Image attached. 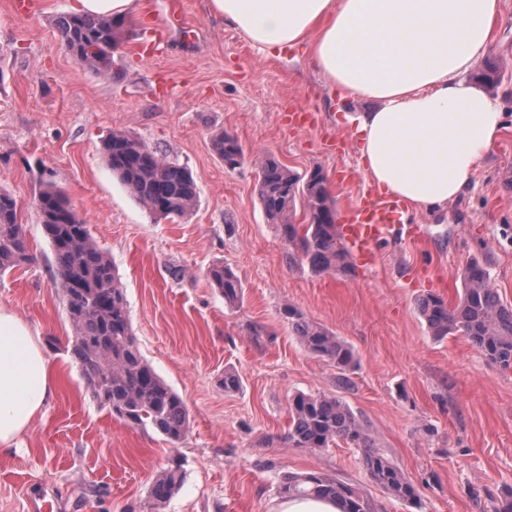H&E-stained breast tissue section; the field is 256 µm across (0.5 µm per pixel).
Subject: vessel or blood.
Returning <instances> with one entry per match:
<instances>
[{
    "label": "vessel or blood",
    "mask_w": 512,
    "mask_h": 512,
    "mask_svg": "<svg viewBox=\"0 0 512 512\" xmlns=\"http://www.w3.org/2000/svg\"><path fill=\"white\" fill-rule=\"evenodd\" d=\"M399 209L397 200L368 193L352 207L345 223L338 225L339 237L360 265H370L377 245L399 232Z\"/></svg>",
    "instance_id": "obj_1"
}]
</instances>
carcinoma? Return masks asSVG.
I'll list each match as a JSON object with an SVG mask.
<instances>
[{"label": "carcinoma", "mask_w": 512, "mask_h": 512, "mask_svg": "<svg viewBox=\"0 0 512 512\" xmlns=\"http://www.w3.org/2000/svg\"><path fill=\"white\" fill-rule=\"evenodd\" d=\"M123 24L122 19L77 13L62 14L55 22L65 49L98 76L112 74ZM212 148L228 165L241 153L237 140L222 131L213 137ZM103 152L112 172L150 213L177 223L194 210L197 185L187 167L122 130L105 138ZM258 196L267 223L277 225L288 242L289 262L305 264L319 276L350 272L347 250L336 235V211L321 169L298 174L280 161L266 158L259 166ZM35 205L55 257L59 287L74 330L72 355L93 397L128 425L150 426L171 443L184 439L189 432L187 407L141 354L125 293L108 254L94 240L62 188L46 186L35 198ZM298 207L303 208L302 224L293 222ZM20 209L16 197L0 188V275L31 259L19 223ZM208 276L227 305L234 307L242 301L243 288L231 268L215 265ZM460 280L462 294L456 305L439 296L421 301L419 312L432 336L443 339L460 334L489 364L512 369V306L500 300L485 264L470 262L462 269ZM283 315L305 350L336 368L340 387H350L348 372L355 366L352 348L291 305L284 306ZM338 441L363 450V464L370 478L389 495L421 508L415 485L376 449L368 427L341 397L295 394L289 402L284 444L327 448ZM183 479L180 463L159 471L148 490L146 512H164ZM277 490L287 499H332L341 505V512H374L370 499L358 486L322 472L285 475Z\"/></svg>", "instance_id": "carcinoma-1"}]
</instances>
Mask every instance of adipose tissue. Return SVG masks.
I'll return each mask as SVG.
<instances>
[{
	"instance_id": "ef3b65f1",
	"label": "adipose tissue",
	"mask_w": 512,
	"mask_h": 512,
	"mask_svg": "<svg viewBox=\"0 0 512 512\" xmlns=\"http://www.w3.org/2000/svg\"><path fill=\"white\" fill-rule=\"evenodd\" d=\"M263 49L307 45L326 84L370 103L352 117L371 180L416 211L456 201L504 128L501 103L467 78L487 52L500 0H210ZM37 335L0 307V450L53 395Z\"/></svg>"
}]
</instances>
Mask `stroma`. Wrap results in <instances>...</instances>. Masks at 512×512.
Listing matches in <instances>:
<instances>
[{
	"instance_id": "stroma-1",
	"label": "stroma",
	"mask_w": 512,
	"mask_h": 512,
	"mask_svg": "<svg viewBox=\"0 0 512 512\" xmlns=\"http://www.w3.org/2000/svg\"><path fill=\"white\" fill-rule=\"evenodd\" d=\"M139 2L125 19L121 61L101 78L59 42L55 19L76 0H0V187L23 205L31 254L0 276V307L39 331L61 373L17 448L0 453V512H34L45 500L52 512H142L156 472L175 458L184 481L166 512H275L281 475L313 471L358 485L375 512H411L373 482L360 449L283 444L300 392L342 397L417 486L423 512H499L512 498V369L487 363L464 336L434 339L417 301L456 303L457 274L476 259L512 305V0H501L494 40L468 75L483 84L497 72L483 86L504 112L499 143L459 200L408 211L405 234L347 276L289 263L257 181L267 157L297 173L320 168L345 221L372 188L348 121L361 104L339 101L306 47L261 51L208 0ZM174 11L184 29L167 27ZM148 40L156 53L139 51ZM117 129L192 172L198 200L183 221L153 216L112 175L102 142ZM220 131L240 145V165L213 151ZM49 183L111 257L142 355L187 406L184 441L119 421L87 389L34 205ZM218 263L243 285L237 306L207 276ZM287 304L353 348L351 388L297 342ZM255 325L265 331L257 340ZM228 371L238 389H225Z\"/></svg>"
}]
</instances>
